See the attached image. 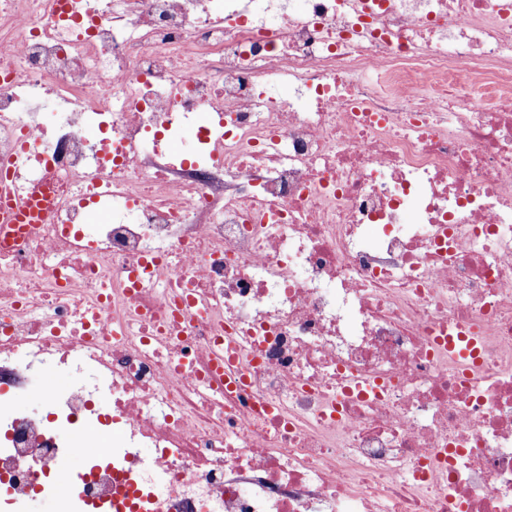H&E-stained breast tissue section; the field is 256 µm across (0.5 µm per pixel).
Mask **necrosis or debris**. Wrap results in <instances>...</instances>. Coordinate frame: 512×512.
<instances>
[{
  "label": "necrosis or debris",
  "instance_id": "obj_1",
  "mask_svg": "<svg viewBox=\"0 0 512 512\" xmlns=\"http://www.w3.org/2000/svg\"><path fill=\"white\" fill-rule=\"evenodd\" d=\"M7 176L10 504L512 512V0H0ZM6 190L8 201L1 209V221L4 224H18L24 220L26 216H33V210L30 203L21 197H17L16 202L11 198L12 193L8 186L1 188V193Z\"/></svg>",
  "mask_w": 512,
  "mask_h": 512
}]
</instances>
